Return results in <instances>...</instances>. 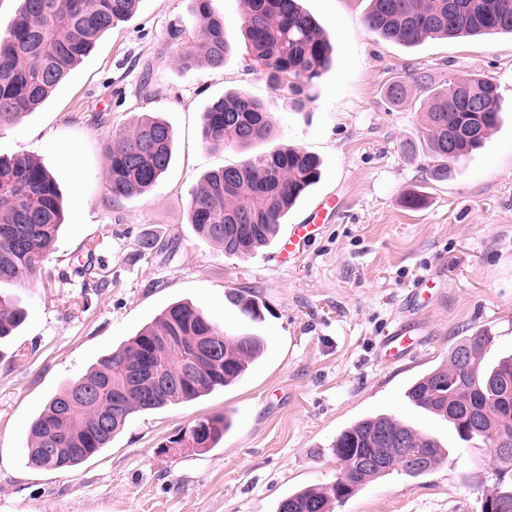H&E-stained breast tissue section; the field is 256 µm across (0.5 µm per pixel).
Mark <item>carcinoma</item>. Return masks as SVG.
I'll list each match as a JSON object with an SVG mask.
<instances>
[{"label":"carcinoma","instance_id":"carcinoma-1","mask_svg":"<svg viewBox=\"0 0 512 512\" xmlns=\"http://www.w3.org/2000/svg\"><path fill=\"white\" fill-rule=\"evenodd\" d=\"M140 0H21L7 34L0 37V132L34 111L88 55L97 39L115 23L131 17ZM197 42L206 63L224 66L231 52L224 18L213 0H195ZM365 29L383 40L413 48L428 38L512 35V0H369ZM247 56L263 68L272 86L296 106L313 98L317 80L329 68L332 46L298 0H242L240 26ZM413 82L427 103L426 147L436 176L448 174L482 147L498 124L501 100L497 85L473 75L435 85L427 75L394 78L385 94L392 103L407 95ZM484 101L470 111L466 98ZM275 123L263 105L241 92L211 102L203 112L202 138L213 147L273 142ZM455 154L448 156V139ZM170 126L158 117L141 120L131 131H116L105 141L106 177L115 199L137 197L157 185L172 157ZM321 177L320 159L298 147L277 145L237 166L207 172L189 204L197 236L245 255L265 247L291 207ZM61 224L57 183L50 172L25 153L0 157V283L33 285ZM250 321L262 318L264 302L246 288L227 295ZM24 318L14 300L0 293V340L9 338ZM224 336L202 309L174 302L127 343L97 366L59 390L28 427L27 460L34 468L72 471L99 453L139 411L193 401L232 385L264 353L253 333L225 336L217 357L184 376L182 362L195 354L204 336ZM494 337L483 330L463 337L448 361L415 379L406 396L418 408L451 423L465 442L489 445L512 440V354L486 361ZM157 363L171 373L166 390L156 392L150 376L129 381L128 372ZM230 422L222 415L195 422L167 440L191 437L199 451L215 447ZM341 465L328 489L307 487L289 494L276 512H333V505L367 484L401 472L416 478L447 455L439 441L391 416L362 418L344 428L332 444ZM497 512H512V454L498 457L496 482L488 490Z\"/></svg>","mask_w":512,"mask_h":512}]
</instances>
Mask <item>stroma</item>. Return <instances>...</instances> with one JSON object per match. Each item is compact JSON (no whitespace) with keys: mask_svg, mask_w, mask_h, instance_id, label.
Returning <instances> with one entry per match:
<instances>
[{"mask_svg":"<svg viewBox=\"0 0 512 512\" xmlns=\"http://www.w3.org/2000/svg\"><path fill=\"white\" fill-rule=\"evenodd\" d=\"M213 4L232 44L223 67L179 65L196 46L193 0H140L40 107L0 132V156L39 159L64 204L49 276L4 288L26 318L0 343V512H275L289 493L335 483L337 434L377 414L436 437L448 460L416 478L395 472L371 482L335 512H480L494 482L493 451L459 441L405 391L477 331L494 338L488 358L512 351V36L406 48L364 28L369 0H300L334 61L298 109L249 65L241 0ZM174 24L185 30L177 43L168 36ZM408 74L439 84L480 74L499 87L498 127L447 178L432 173L422 96L412 88L402 102L385 97L387 83ZM232 91L264 105L280 144L321 161L319 183L279 235L322 197L338 199L333 222L285 262L277 240L228 256L189 222L203 174L248 157L202 141L203 112ZM147 115L172 128V162L152 190L113 199L102 143ZM410 193L423 197L421 208L404 204ZM147 232L160 245L141 258L137 240ZM237 288L266 303L264 322L227 302ZM178 300L201 306L228 333L263 336L264 358L233 386L132 414L110 447L76 471L29 466L28 426L47 401ZM400 326L416 351L389 365L380 343ZM217 414L232 428L216 448L159 455L169 437Z\"/></svg>","mask_w":512,"mask_h":512,"instance_id":"obj_1","label":"stroma"}]
</instances>
